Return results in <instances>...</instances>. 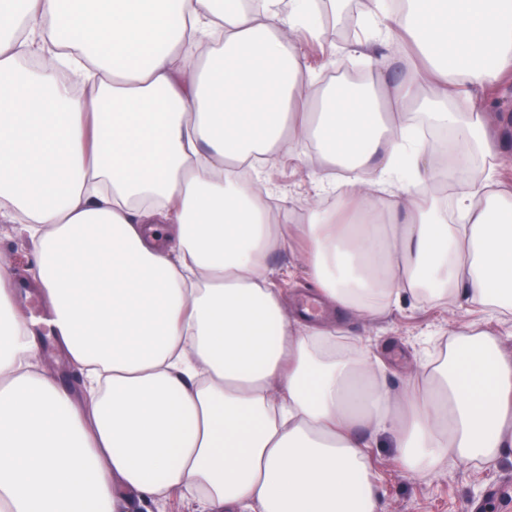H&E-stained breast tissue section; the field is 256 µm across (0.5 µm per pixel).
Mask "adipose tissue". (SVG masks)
<instances>
[{
	"mask_svg": "<svg viewBox=\"0 0 512 512\" xmlns=\"http://www.w3.org/2000/svg\"><path fill=\"white\" fill-rule=\"evenodd\" d=\"M317 10L0 0V223L33 243L26 286L47 308L28 316L0 260V512H123L174 490L200 512H381L379 439L410 474L512 449V351L493 333L459 328L395 392L379 357L289 307L268 264L299 253L342 316L406 298L512 314V164L479 106L512 80V0H368L355 50L375 73L344 98L311 94L292 40L319 42ZM419 114L461 153L411 145ZM287 159L334 205L296 214L232 177ZM44 327L81 388L45 367Z\"/></svg>",
	"mask_w": 512,
	"mask_h": 512,
	"instance_id": "ef3b65f1",
	"label": "adipose tissue"
}]
</instances>
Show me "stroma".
I'll return each instance as SVG.
<instances>
[{
    "label": "stroma",
    "instance_id": "35a3bbf8",
    "mask_svg": "<svg viewBox=\"0 0 512 512\" xmlns=\"http://www.w3.org/2000/svg\"><path fill=\"white\" fill-rule=\"evenodd\" d=\"M267 178L275 200L286 201L292 210L304 209L319 199L313 171L298 163H276ZM269 264L287 272L291 307L312 295L299 256L279 250L270 256ZM473 319L464 305L404 301L381 318L340 317L336 326L341 338H365L371 353L382 357L388 366L387 386L398 390L432 355L444 349L446 332ZM375 455L382 475L378 485L381 512H512V451L491 464L451 460L433 473L414 476L398 468L387 445L376 448Z\"/></svg>",
    "mask_w": 512,
    "mask_h": 512
}]
</instances>
